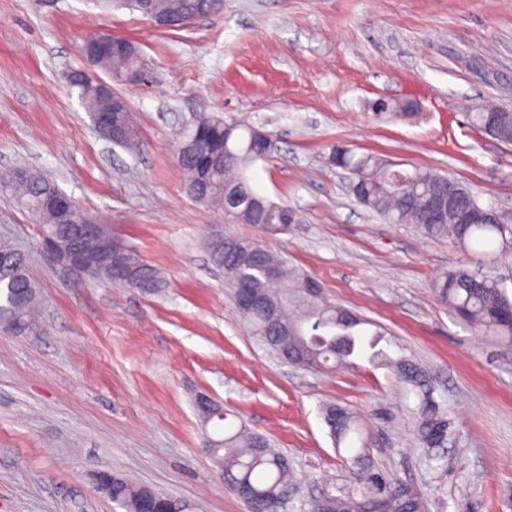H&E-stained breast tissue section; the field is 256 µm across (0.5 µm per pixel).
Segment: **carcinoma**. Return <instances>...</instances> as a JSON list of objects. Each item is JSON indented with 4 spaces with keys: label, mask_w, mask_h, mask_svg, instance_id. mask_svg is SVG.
Returning <instances> with one entry per match:
<instances>
[{
    "label": "carcinoma",
    "mask_w": 512,
    "mask_h": 512,
    "mask_svg": "<svg viewBox=\"0 0 512 512\" xmlns=\"http://www.w3.org/2000/svg\"><path fill=\"white\" fill-rule=\"evenodd\" d=\"M120 6L138 12L160 29H169L170 17L194 19L217 15L224 10V0H113ZM107 42L119 48L95 55L91 62L107 69L114 81L126 82L129 72L143 66L139 48L131 41L110 34ZM80 97L90 115L108 113L113 129L118 131L113 143L134 151L139 148L136 125L128 122L126 101L113 92L104 94L96 82L79 86ZM471 126L505 144L512 143V112H493L489 109L466 113ZM249 126L230 125L224 140V160L206 177L207 191L201 202L221 211L229 223L288 225V206L270 200L264 212L252 208L259 194L252 188L244 171L258 161L251 145ZM178 161L184 171L187 186L200 177L196 165L199 146L188 141L181 144ZM329 161L353 172L359 183L357 201L385 219L399 224H415L428 238L451 239L459 247L476 256L489 254L488 248L502 254H512V221L484 219L488 209L458 186V194L446 207L439 224H422L411 201L442 185L443 176L415 167L411 172L391 169L385 160L373 155H356L346 146L332 149ZM5 194L14 198L43 231L56 233V241L67 245L71 240L57 230L56 213L44 206V200L61 191L49 176L34 171L31 181H15L6 176ZM72 223L105 220L78 202L71 209ZM103 239L82 241L83 251L90 257L94 273L89 282H110L109 265L121 262L127 244L112 234V228L102 227ZM215 261L224 267L231 283L250 281L265 298V303L241 312L250 330L279 360L310 369H323L329 364L346 365L349 358L370 349L368 359L395 370L400 379L418 398L414 410L416 434L422 447L429 450L445 448L452 433L448 409L434 396L435 386L430 375L411 360L392 358L378 347L382 333L368 332L366 321L353 312L328 302L319 284L272 253L261 242L234 238V244L224 245V235L209 242ZM270 267L278 270L271 281L266 276ZM440 299L461 319L479 328L502 336H512V299L504 286L494 279H483L476 272L458 267L448 271L437 286ZM38 288L30 278L26 258L15 256L10 268L0 267V325L25 324L36 320ZM323 418L336 446L351 441L358 433L352 413L339 405L324 408ZM209 454L224 472V484L233 492L239 487L251 489L246 498L251 512H277L280 493L293 480L288 459L271 449L269 440L244 426L224 427V436L211 439ZM354 467L340 482L330 483L326 499L314 502L312 512H428V503L410 484L377 468L363 449H355L351 457ZM146 492L119 474L112 475L107 496L125 512H136L139 500Z\"/></svg>",
    "instance_id": "carcinoma-1"
}]
</instances>
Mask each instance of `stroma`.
Wrapping results in <instances>:
<instances>
[{
    "mask_svg": "<svg viewBox=\"0 0 512 512\" xmlns=\"http://www.w3.org/2000/svg\"><path fill=\"white\" fill-rule=\"evenodd\" d=\"M99 31L133 41L149 71L116 88L139 133L133 153L95 131L68 81L107 79L81 52ZM381 99L412 109L376 111ZM492 106L512 109V0H224L172 31L92 0H0V173L43 171L165 281L157 292L75 284L0 193V239L25 253L41 296L39 332L0 330V512H123L96 489L98 467L187 512H250L203 448L200 393L288 458L295 492L282 512H308L352 466L323 421L329 404L354 415L374 465L429 512H512V338L461 321L435 290L455 267L512 277V256L477 259L384 221L328 161L345 145L512 213V144L465 118ZM201 113L271 134V156L247 176L300 223L271 235L190 196L179 133ZM218 231L261 241L429 372L454 421L443 475L424 463L417 399L391 369L294 367L250 334L210 256Z\"/></svg>",
    "mask_w": 512,
    "mask_h": 512,
    "instance_id": "1",
    "label": "stroma"
}]
</instances>
